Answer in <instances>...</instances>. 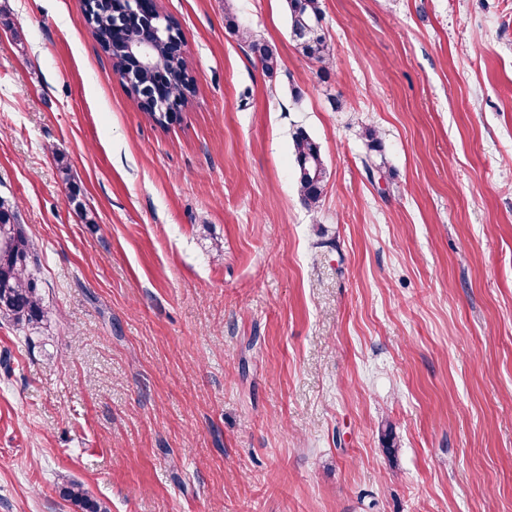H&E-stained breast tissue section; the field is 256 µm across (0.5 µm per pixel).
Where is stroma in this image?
<instances>
[{
    "instance_id": "1",
    "label": "stroma",
    "mask_w": 512,
    "mask_h": 512,
    "mask_svg": "<svg viewBox=\"0 0 512 512\" xmlns=\"http://www.w3.org/2000/svg\"><path fill=\"white\" fill-rule=\"evenodd\" d=\"M155 6L196 85L166 128L78 0H0V200L47 311L0 318V512H75L68 480L111 512H512V0H322L325 69L286 0ZM226 25L231 28L241 41L248 43L255 62L261 66V69L270 77L278 71L279 55L275 47L268 43L259 42L252 38L248 30L240 29L232 16L226 17ZM296 184L304 204L316 206L324 194L326 169L318 144L303 128L292 137ZM367 148L369 150V153L366 154L364 160H363V166L365 173L367 175V178L369 181L374 182L376 177L381 178L382 176H385V162L382 158V145L381 141L378 139L374 131L369 130L367 133ZM371 152L379 153L381 156V162L376 163V161L371 156Z\"/></svg>"
}]
</instances>
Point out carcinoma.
Returning a JSON list of instances; mask_svg holds the SVG:
<instances>
[{"instance_id": "1", "label": "carcinoma", "mask_w": 512, "mask_h": 512, "mask_svg": "<svg viewBox=\"0 0 512 512\" xmlns=\"http://www.w3.org/2000/svg\"><path fill=\"white\" fill-rule=\"evenodd\" d=\"M291 34L301 53L327 67L332 58L331 47L322 28L321 0H287ZM122 8L121 0H95L93 19L88 22L102 51L117 56L113 46L122 42L123 32H113L110 23L113 12ZM226 25L241 41L248 44L255 62L268 75L278 71L279 55L275 47L252 38L250 32L239 28L232 16ZM168 88L161 92L183 106L194 91V78L187 60L169 56L165 60ZM296 184L304 204L316 206L324 194L326 169L318 144L302 128L292 137ZM369 153L363 159L367 178L373 182L385 175V162H376L371 153L382 152L381 141L375 132L367 133ZM39 267L38 249L24 225L18 223L13 208L0 201V317L10 319L23 328L35 329L45 317L42 287L36 269ZM60 496L78 507L81 512H110L101 501L91 498L79 482H67L59 488Z\"/></svg>"}]
</instances>
